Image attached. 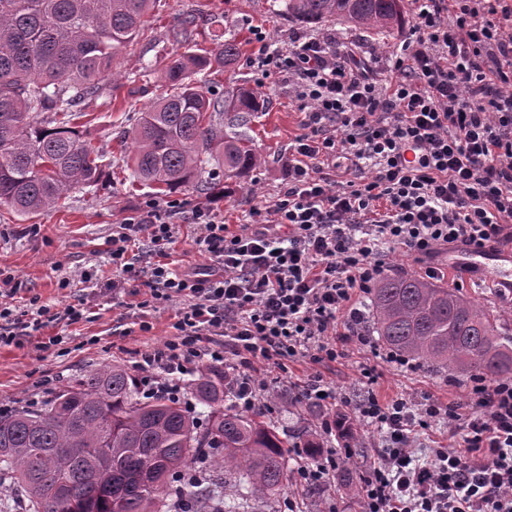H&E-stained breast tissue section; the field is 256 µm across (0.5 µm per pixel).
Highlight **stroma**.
Listing matches in <instances>:
<instances>
[{
	"mask_svg": "<svg viewBox=\"0 0 512 512\" xmlns=\"http://www.w3.org/2000/svg\"><path fill=\"white\" fill-rule=\"evenodd\" d=\"M268 2L160 0L152 12L147 39L115 58L117 68L123 73L122 80H104L98 96L80 106L78 129L111 163L99 184L73 191L63 206L26 219L0 207V270L11 273L20 283V297L25 300L38 297L54 313L80 301L86 302L89 308L85 321L71 324L58 320L35 335L23 337L20 344L0 348L1 413L41 407L60 390L100 368L113 364L135 368L141 353L160 346L172 334L174 303L153 301L149 315L153 328L143 333L134 329L133 324L139 319L143 301L150 299L148 288L137 282L115 296L106 286L113 276L108 254L113 227L140 212L145 202L155 197L151 187L129 179L128 148L141 111L167 91L160 76L143 75L142 67L155 60L160 50L158 42L177 16L194 13L215 17V24L199 29L198 46H209L214 36L223 34L236 35L242 42V57L233 69L202 74L198 80L202 86L218 90L246 86L261 96L264 109L245 132L263 162L241 177L225 179L223 197H215L205 189L180 193L185 207L182 214L173 218L179 232L170 246L169 262L182 271L216 267L194 243L196 228L191 222L194 208L214 209L223 215L225 223L236 225L244 222L256 196L273 197L282 189L292 159L290 147L302 132L303 116L287 82L277 74H262L253 30L266 29L286 47L292 35L305 33L306 28L272 15ZM321 31L335 35L337 49L354 52L371 63L384 58L389 50L397 49L409 34L408 26L404 25L386 38L335 20L323 23ZM434 264L439 270L436 284L460 290L487 310L499 314L502 336L512 338V314L504 312L498 288L489 284L478 287L466 282L462 274L449 272L446 254H439ZM63 279L68 280V287H60ZM51 336L62 337V344H48ZM372 363L368 351L350 345L343 358L333 363L316 365L302 358L288 363L283 370L270 364H256L254 377L268 383L267 419L278 432L287 434L293 444L286 454V471H293L300 463L297 445L309 437L318 438L327 452L337 446L335 436L323 433L320 428L325 407L310 401L299 402L300 382L307 374L317 371L335 387L337 395L354 399L362 390L360 370ZM377 372L374 392L382 400L425 394L444 402L458 400L464 397L469 385L466 378H452L427 366L400 371L382 364L377 366ZM352 427L363 448L364 459L353 467L341 465L335 481L322 486L300 487L284 481L280 496L261 503V512H284L290 500L295 501L299 512H357L360 479L368 462L375 459L382 439L360 421H353Z\"/></svg>",
	"mask_w": 512,
	"mask_h": 512,
	"instance_id": "stroma-1",
	"label": "stroma"
}]
</instances>
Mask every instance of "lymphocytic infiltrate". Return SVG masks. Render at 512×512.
<instances>
[{
  "label": "lymphocytic infiltrate",
  "instance_id": "obj_1",
  "mask_svg": "<svg viewBox=\"0 0 512 512\" xmlns=\"http://www.w3.org/2000/svg\"><path fill=\"white\" fill-rule=\"evenodd\" d=\"M411 35L376 72L359 69L331 36H296L274 46L255 28L260 64L288 81L302 112L295 162L274 200L249 209L250 222L231 232L211 209H195V243L220 272H179L163 257L175 241L169 214L180 200L147 201L112 231L110 288L145 280L154 300L177 303L174 333L137 363L140 394L180 401L188 366L232 368L236 402L260 400L254 363L312 357L336 361L354 343L380 363L412 369L381 349L366 330L364 310L385 276V249L400 248L424 264L459 246L512 241V0H414ZM414 159H406V151ZM367 161V174L339 185L321 161ZM152 255L137 266L129 250L138 236ZM11 274L0 271V346L39 330L50 311L30 298L26 310L7 301ZM357 415L384 446L361 481L359 512H512V378H474L465 401L426 394L359 399L352 413H328L325 433ZM443 422L452 432L416 462L421 433Z\"/></svg>",
  "mask_w": 512,
  "mask_h": 512
}]
</instances>
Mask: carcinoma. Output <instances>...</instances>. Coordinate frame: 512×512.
<instances>
[{"instance_id": "obj_1", "label": "carcinoma", "mask_w": 512, "mask_h": 512, "mask_svg": "<svg viewBox=\"0 0 512 512\" xmlns=\"http://www.w3.org/2000/svg\"><path fill=\"white\" fill-rule=\"evenodd\" d=\"M156 0H0V206L21 217L57 206L95 185L106 167L72 126L75 108L117 76L116 52L145 34ZM290 21L332 18L389 35L402 26V0H272ZM212 19L186 14L165 40L161 78L167 96L141 111L132 137L133 181L160 194L219 187L214 162L239 176L261 154L240 128L263 110L247 87L218 92L198 73L232 67L242 55L234 37L196 48L194 33ZM225 117L222 126L216 118ZM374 329L388 349L422 364L471 376L512 377V345L496 319L454 290L412 275L386 276L373 288ZM199 400H224V371L209 366L196 383ZM250 415L215 410L205 431L178 403L137 399L131 373L104 367L55 395L44 407L0 415V475L14 478L30 512H253L280 495L286 441ZM215 450L216 477L198 488L181 483L188 461Z\"/></svg>"}]
</instances>
